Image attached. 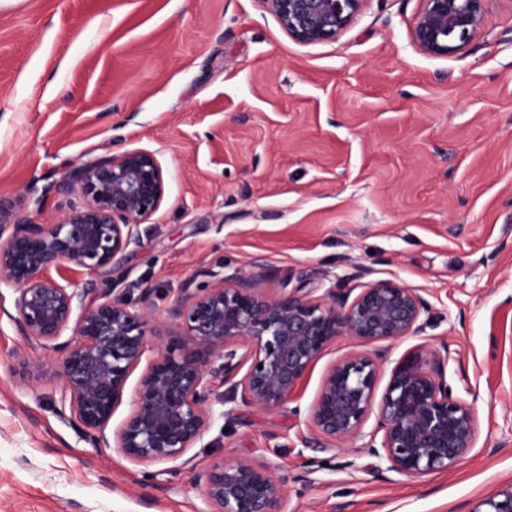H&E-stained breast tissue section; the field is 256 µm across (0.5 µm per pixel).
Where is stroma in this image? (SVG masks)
<instances>
[{"label":"stroma","mask_w":512,"mask_h":512,"mask_svg":"<svg viewBox=\"0 0 512 512\" xmlns=\"http://www.w3.org/2000/svg\"><path fill=\"white\" fill-rule=\"evenodd\" d=\"M421 0H365L335 40L288 38L265 0H0V202L42 223L67 208L30 183L104 154L156 152L165 200L111 275L153 289L152 340L179 333L175 299L201 270L257 269L311 297L394 279L436 315L387 344L383 373L447 347L448 383L478 441L456 467L376 474L375 458L312 453L308 408L337 337L283 406L223 402L191 466L151 481L117 448L80 441L53 409L54 352L0 315V512H213L196 472L255 458L288 475L285 512H469L512 481V0H489L467 51L422 53Z\"/></svg>","instance_id":"35a3bbf8"}]
</instances>
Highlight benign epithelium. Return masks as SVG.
<instances>
[{
    "label": "benign epithelium",
    "instance_id": "benign-epithelium-1",
    "mask_svg": "<svg viewBox=\"0 0 512 512\" xmlns=\"http://www.w3.org/2000/svg\"><path fill=\"white\" fill-rule=\"evenodd\" d=\"M284 32L302 45L336 39L365 0H265ZM413 39L430 56L465 49L481 30L488 0H422ZM76 201L54 221L13 219L0 207V313L19 335L51 348L59 383L54 409L78 437L116 447L136 465L190 463L187 453L215 418L216 384L233 383L242 403L278 408L339 335L358 350L332 364L310 405L320 441L311 450L362 436L375 428L364 452L387 469L419 477L453 467L475 447L478 420L471 404L454 396L445 372L448 347L417 345L390 371L377 394L381 357L367 346L421 333L433 318L430 305L393 280L361 286L353 298L328 288L313 299L284 282L273 293L257 288V275L208 269L205 288L187 283L176 298V342L154 351L148 322L155 313L152 289L136 306L108 285L88 304L85 289L52 267L94 275L112 270L113 258L139 241V226L162 206L164 170L157 154L142 148L66 167L43 187ZM9 291L12 309L5 307ZM142 368L132 410L107 438L128 379ZM214 512H283L286 478L260 460L214 461L197 475ZM470 512H512V483L477 500Z\"/></svg>",
    "mask_w": 512,
    "mask_h": 512
}]
</instances>
